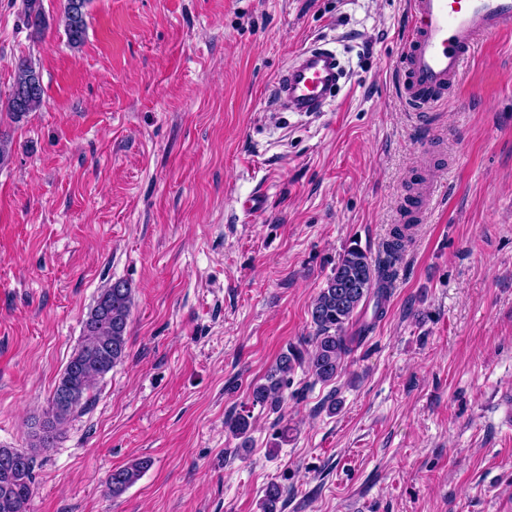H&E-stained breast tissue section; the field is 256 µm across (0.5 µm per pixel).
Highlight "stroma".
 <instances>
[{
  "instance_id": "stroma-1",
  "label": "stroma",
  "mask_w": 512,
  "mask_h": 512,
  "mask_svg": "<svg viewBox=\"0 0 512 512\" xmlns=\"http://www.w3.org/2000/svg\"><path fill=\"white\" fill-rule=\"evenodd\" d=\"M63 3L39 34L0 0V97L21 56L45 90L28 121L0 114V446L28 447L97 296L133 298L128 355L36 451L29 512H263L271 483L279 512H512V31L415 112L407 0H90L77 47ZM316 42L344 70L334 104L274 112ZM427 175L441 192L341 374L295 369L281 412L253 404L339 254H377ZM148 466L149 460H135L126 466L112 470L108 476L112 495L118 496L134 485Z\"/></svg>"
}]
</instances>
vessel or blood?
<instances>
[{
	"instance_id": "obj_1",
	"label": "vessel or blood",
	"mask_w": 512,
	"mask_h": 512,
	"mask_svg": "<svg viewBox=\"0 0 512 512\" xmlns=\"http://www.w3.org/2000/svg\"><path fill=\"white\" fill-rule=\"evenodd\" d=\"M409 14L399 87L409 107L425 112L455 86L478 36L512 27V0H409ZM340 78L334 50L302 48L273 80L271 105L297 115L323 111Z\"/></svg>"
}]
</instances>
